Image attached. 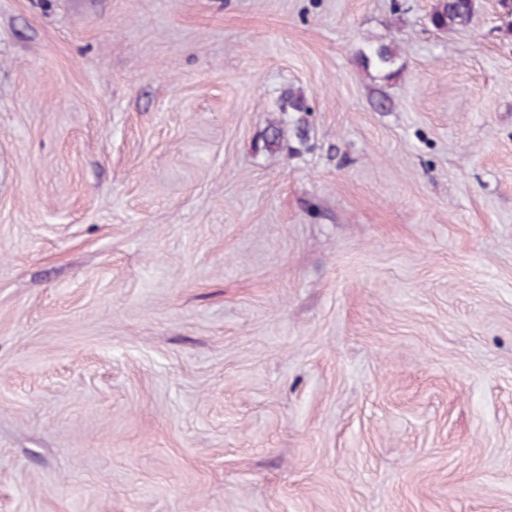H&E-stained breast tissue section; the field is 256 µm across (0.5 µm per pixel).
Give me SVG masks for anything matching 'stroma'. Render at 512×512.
<instances>
[{"mask_svg": "<svg viewBox=\"0 0 512 512\" xmlns=\"http://www.w3.org/2000/svg\"><path fill=\"white\" fill-rule=\"evenodd\" d=\"M436 2L0 0V512H512V0ZM474 10V0H439L430 15V22L440 31L465 28L470 24ZM360 58L366 69L372 68L385 78H389L399 71V54L392 43L369 45L365 51L360 52Z\"/></svg>", "mask_w": 512, "mask_h": 512, "instance_id": "stroma-1", "label": "stroma"}]
</instances>
